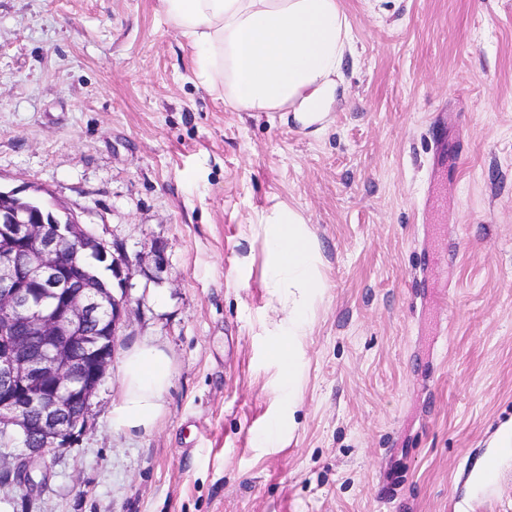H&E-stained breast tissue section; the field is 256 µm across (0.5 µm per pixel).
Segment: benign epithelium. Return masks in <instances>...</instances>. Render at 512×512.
Here are the masks:
<instances>
[{
    "mask_svg": "<svg viewBox=\"0 0 512 512\" xmlns=\"http://www.w3.org/2000/svg\"><path fill=\"white\" fill-rule=\"evenodd\" d=\"M98 243L78 218L51 201L50 221L32 198L0 189V473L24 481L50 449L76 437L91 400L113 361L115 345L88 334L94 321H111L118 336L126 295H102L93 281L71 284L79 267L72 248ZM112 278L130 287L131 260L112 243ZM21 446L18 453L6 450Z\"/></svg>",
    "mask_w": 512,
    "mask_h": 512,
    "instance_id": "7a95c632",
    "label": "benign epithelium"
}]
</instances>
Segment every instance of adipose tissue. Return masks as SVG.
Returning <instances> with one entry per match:
<instances>
[{
  "mask_svg": "<svg viewBox=\"0 0 512 512\" xmlns=\"http://www.w3.org/2000/svg\"><path fill=\"white\" fill-rule=\"evenodd\" d=\"M160 12L193 49L197 81L228 106L278 112L318 135L346 97L343 66L353 37L340 0H160ZM254 230L276 313L271 351L282 365L279 396L292 409L298 356L325 287L323 258L308 218L288 204L259 210ZM119 374L110 427L153 431L166 413L172 357L141 343L122 354Z\"/></svg>",
  "mask_w": 512,
  "mask_h": 512,
  "instance_id": "ef3b65f1",
  "label": "adipose tissue"
}]
</instances>
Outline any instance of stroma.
<instances>
[{
	"label": "stroma",
	"mask_w": 512,
	"mask_h": 512,
	"mask_svg": "<svg viewBox=\"0 0 512 512\" xmlns=\"http://www.w3.org/2000/svg\"><path fill=\"white\" fill-rule=\"evenodd\" d=\"M347 100L309 135L194 76L159 0H0V187L50 192L132 260L116 351L176 371L151 433L110 427V367L86 428L0 512H512L469 476L512 419V0H341ZM449 153L429 190V127ZM303 211L326 288L300 355L290 438L259 209ZM448 230L446 258L430 224ZM165 262L156 266L155 253Z\"/></svg>",
	"instance_id": "obj_1"
}]
</instances>
